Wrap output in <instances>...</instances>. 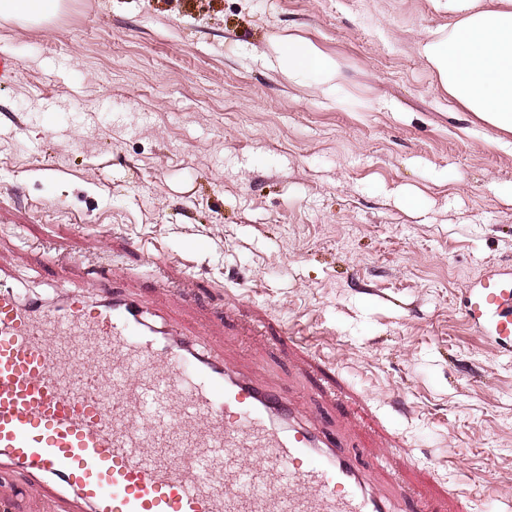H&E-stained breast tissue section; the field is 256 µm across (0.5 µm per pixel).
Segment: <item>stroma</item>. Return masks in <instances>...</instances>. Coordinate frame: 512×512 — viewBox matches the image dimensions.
<instances>
[{"label": "stroma", "instance_id": "obj_1", "mask_svg": "<svg viewBox=\"0 0 512 512\" xmlns=\"http://www.w3.org/2000/svg\"><path fill=\"white\" fill-rule=\"evenodd\" d=\"M431 0H66L0 19V265L167 303L300 390L417 507L512 512V354L465 289L512 267V152L438 87ZM313 42L343 103L276 58ZM414 197L406 208L404 197ZM405 444L404 464L387 447ZM64 5V0H0V18L42 25L55 19Z\"/></svg>", "mask_w": 512, "mask_h": 512}]
</instances>
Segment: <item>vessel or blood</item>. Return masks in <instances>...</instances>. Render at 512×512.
<instances>
[{
    "label": "vessel or blood",
    "mask_w": 512,
    "mask_h": 512,
    "mask_svg": "<svg viewBox=\"0 0 512 512\" xmlns=\"http://www.w3.org/2000/svg\"><path fill=\"white\" fill-rule=\"evenodd\" d=\"M25 300L0 289V473L29 512H395L357 454L263 374L99 286ZM466 314L512 349V274L488 270Z\"/></svg>",
    "instance_id": "1"
}]
</instances>
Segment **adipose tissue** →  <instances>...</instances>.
Returning a JSON list of instances; mask_svg holds the SVG:
<instances>
[{"instance_id": "ef3b65f1", "label": "adipose tissue", "mask_w": 512, "mask_h": 512, "mask_svg": "<svg viewBox=\"0 0 512 512\" xmlns=\"http://www.w3.org/2000/svg\"><path fill=\"white\" fill-rule=\"evenodd\" d=\"M448 16V34L418 44L440 88L464 110L512 134V0H433ZM65 0H0V18L30 25L55 19ZM280 66L295 83H315L324 95L341 96L338 66L317 46L291 42Z\"/></svg>"}]
</instances>
